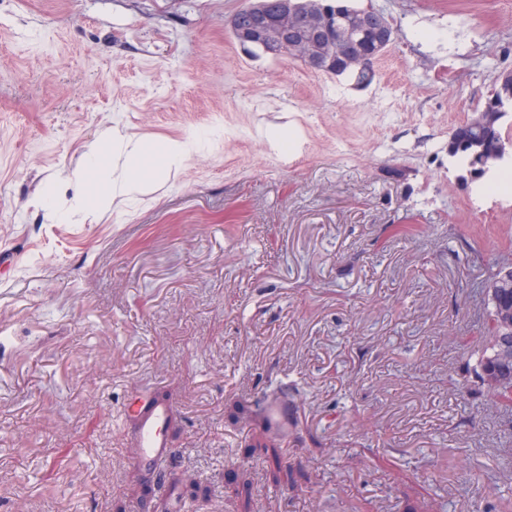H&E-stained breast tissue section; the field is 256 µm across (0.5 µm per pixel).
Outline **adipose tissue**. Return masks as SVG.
<instances>
[{"label":"adipose tissue","instance_id":"1","mask_svg":"<svg viewBox=\"0 0 512 512\" xmlns=\"http://www.w3.org/2000/svg\"><path fill=\"white\" fill-rule=\"evenodd\" d=\"M183 154V145L177 140L156 151L147 140L113 135L111 161L95 167L101 187L98 207H108L116 198L156 192L176 172Z\"/></svg>","mask_w":512,"mask_h":512}]
</instances>
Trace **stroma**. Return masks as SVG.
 I'll return each instance as SVG.
<instances>
[{
	"label": "stroma",
	"mask_w": 512,
	"mask_h": 512,
	"mask_svg": "<svg viewBox=\"0 0 512 512\" xmlns=\"http://www.w3.org/2000/svg\"><path fill=\"white\" fill-rule=\"evenodd\" d=\"M246 3L0 0V512H151L138 393L208 512H512V416L461 388L512 201L471 206L448 156L512 70V0H353L396 28L364 87L245 53ZM115 131L186 153L76 209ZM273 388L281 486L227 412ZM172 404L158 398H136L126 414L135 422L134 459L136 465L153 476L166 470L172 456L165 425Z\"/></svg>",
	"instance_id": "1"
}]
</instances>
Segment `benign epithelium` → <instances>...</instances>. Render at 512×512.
Returning a JSON list of instances; mask_svg holds the SVG:
<instances>
[{
  "instance_id": "1",
  "label": "benign epithelium",
  "mask_w": 512,
  "mask_h": 512,
  "mask_svg": "<svg viewBox=\"0 0 512 512\" xmlns=\"http://www.w3.org/2000/svg\"><path fill=\"white\" fill-rule=\"evenodd\" d=\"M346 0H318L315 9L303 0H251L232 15L229 24L234 37L243 45L270 56L285 53L305 61L309 68L346 74L359 83L372 78L371 59L380 55L395 39L396 30L385 13L369 6L353 15L354 29L343 28L336 19L345 14ZM337 45L336 55L324 53V42ZM499 99L485 104L487 111L474 112L468 127L477 138L459 140L450 137L449 147L472 150L479 175L497 169L512 158V141L498 140L494 149L482 144L484 134L493 130L504 117L496 111ZM512 287V262L499 264L495 273L481 282L482 294L491 299L494 289Z\"/></svg>"
}]
</instances>
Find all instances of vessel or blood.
Instances as JSON below:
<instances>
[{"label": "vessel or blood", "mask_w": 512, "mask_h": 512, "mask_svg": "<svg viewBox=\"0 0 512 512\" xmlns=\"http://www.w3.org/2000/svg\"><path fill=\"white\" fill-rule=\"evenodd\" d=\"M171 413V402L157 398H136L127 409L135 423V463L154 476L165 471L173 456L165 431Z\"/></svg>", "instance_id": "b4317fda"}]
</instances>
